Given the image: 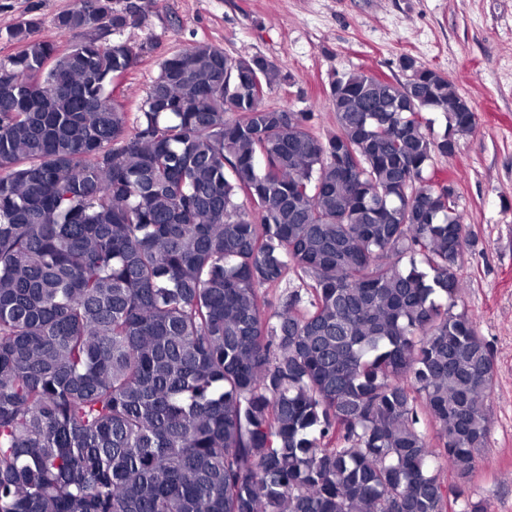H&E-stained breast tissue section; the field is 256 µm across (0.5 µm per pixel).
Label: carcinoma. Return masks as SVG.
<instances>
[{
	"label": "carcinoma",
	"instance_id": "obj_1",
	"mask_svg": "<svg viewBox=\"0 0 512 512\" xmlns=\"http://www.w3.org/2000/svg\"><path fill=\"white\" fill-rule=\"evenodd\" d=\"M127 2L76 0L64 50L25 18L0 64V512H455L495 365L429 169L472 106L405 55L335 75L321 137L262 105L275 63L197 42L131 128Z\"/></svg>",
	"mask_w": 512,
	"mask_h": 512
}]
</instances>
